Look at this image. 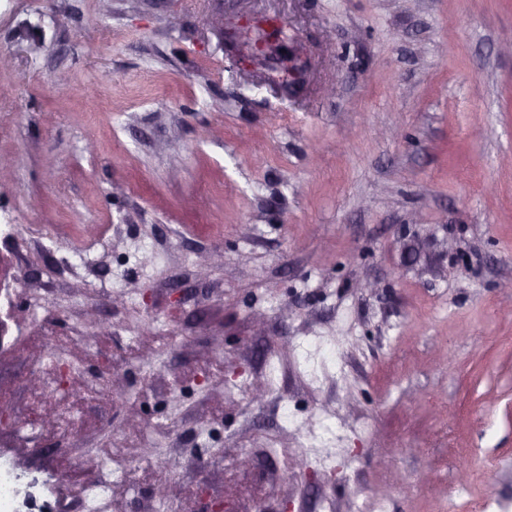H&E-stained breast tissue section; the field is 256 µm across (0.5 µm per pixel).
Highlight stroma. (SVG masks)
<instances>
[{
	"label": "stroma",
	"mask_w": 512,
	"mask_h": 512,
	"mask_svg": "<svg viewBox=\"0 0 512 512\" xmlns=\"http://www.w3.org/2000/svg\"><path fill=\"white\" fill-rule=\"evenodd\" d=\"M221 4L299 94L213 0H0V446L71 498L109 449L104 512H512V0ZM265 16L237 17V25L233 28H228L224 13L217 12L210 16L209 24L214 30L223 33L225 31L229 35L235 34L240 29L266 30L267 37L255 44L250 51L244 52L241 56L238 55L236 64L242 70H248V66L254 65L259 55L269 56L281 66L280 71L284 73L285 77L282 81H285V85H288V91L294 90L305 81L308 67L305 62L300 61L299 49L295 50L293 46L285 44L280 40L277 31L284 29V24L280 17L274 16V18H271ZM281 49H284V52H281Z\"/></svg>",
	"instance_id": "1"
}]
</instances>
